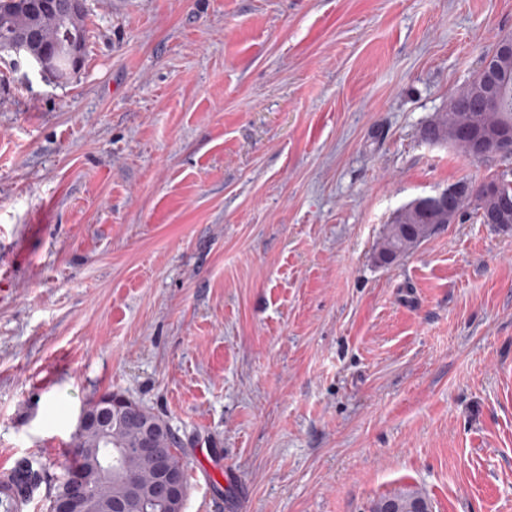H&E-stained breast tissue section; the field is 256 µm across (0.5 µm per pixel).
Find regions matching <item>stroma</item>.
<instances>
[{
  "instance_id": "35a3bbf8",
  "label": "stroma",
  "mask_w": 512,
  "mask_h": 512,
  "mask_svg": "<svg viewBox=\"0 0 512 512\" xmlns=\"http://www.w3.org/2000/svg\"><path fill=\"white\" fill-rule=\"evenodd\" d=\"M505 34L512 0H88L69 79L0 56V452L35 501L112 391L178 431L184 512H512V228L377 258L512 169L423 137ZM494 187L487 182L477 186L451 187L432 197L418 200L415 204L428 203L445 209L441 213L434 207H426L417 211L407 205L399 209L388 224L378 247V259L384 263H391L398 257L406 254L424 240L434 234L442 225L448 224V216L455 217L458 213V201L462 196H483L492 194ZM430 512L426 498L417 490L399 489L392 495L383 497L376 505L374 512Z\"/></svg>"
}]
</instances>
